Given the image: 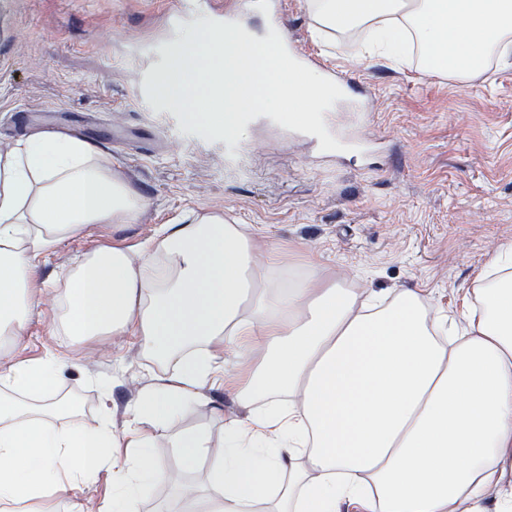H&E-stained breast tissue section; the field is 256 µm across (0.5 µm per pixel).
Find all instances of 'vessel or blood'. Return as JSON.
<instances>
[{"mask_svg":"<svg viewBox=\"0 0 512 512\" xmlns=\"http://www.w3.org/2000/svg\"><path fill=\"white\" fill-rule=\"evenodd\" d=\"M285 4L283 0H240L235 9L223 11L218 9L213 0H177L175 8L170 14L172 24L184 21L197 23L208 19L222 22H236L246 24L248 18L259 14L264 17L277 31H284ZM301 63L316 73L332 79L345 94L341 104L349 109L355 118L356 124H363L371 110L370 90L365 82L357 79L347 70L322 64L312 55H304Z\"/></svg>","mask_w":512,"mask_h":512,"instance_id":"b4317fda","label":"vessel or blood"}]
</instances>
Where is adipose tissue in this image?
<instances>
[{
	"instance_id": "adipose-tissue-1",
	"label": "adipose tissue",
	"mask_w": 512,
	"mask_h": 512,
	"mask_svg": "<svg viewBox=\"0 0 512 512\" xmlns=\"http://www.w3.org/2000/svg\"><path fill=\"white\" fill-rule=\"evenodd\" d=\"M323 36L398 55L413 39L422 72L462 80L512 51V0H307ZM146 199L115 177L90 142L49 129L0 149V512H60L100 469L112 490L100 512H140L148 487L172 485L181 512H512V246L493 255L450 323L429 297L386 301L325 275L320 264L260 261L246 225L188 210L151 245L85 253L62 292L39 260L92 224H129ZM79 342L132 336L165 378L129 402L122 429L86 425L56 392L67 351L12 360L31 310ZM239 377L228 383L226 355ZM229 385L242 417L215 412L220 437L185 431ZM182 460L154 455L158 429ZM208 462L205 483L183 470Z\"/></svg>"
}]
</instances>
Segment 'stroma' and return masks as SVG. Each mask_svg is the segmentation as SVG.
Wrapping results in <instances>:
<instances>
[{"mask_svg": "<svg viewBox=\"0 0 512 512\" xmlns=\"http://www.w3.org/2000/svg\"><path fill=\"white\" fill-rule=\"evenodd\" d=\"M174 0H0V147L40 129L75 133L112 159L148 201L135 222L96 224L39 263L56 283L82 255L121 240L137 246L190 209L251 226L295 266L316 257L327 274L366 292L419 288L447 313L470 299L486 262L512 244V53L465 80L415 64L360 58L348 36L322 41L305 0H286V30L301 51L360 73L373 89L365 134L381 150L344 165L296 131L248 122L235 149L182 130L145 85L164 70ZM53 316L29 314L17 359L56 349ZM77 360L57 388L82 404L90 425L114 429L152 385L131 336L70 348Z\"/></svg>", "mask_w": 512, "mask_h": 512, "instance_id": "1", "label": "stroma"}]
</instances>
